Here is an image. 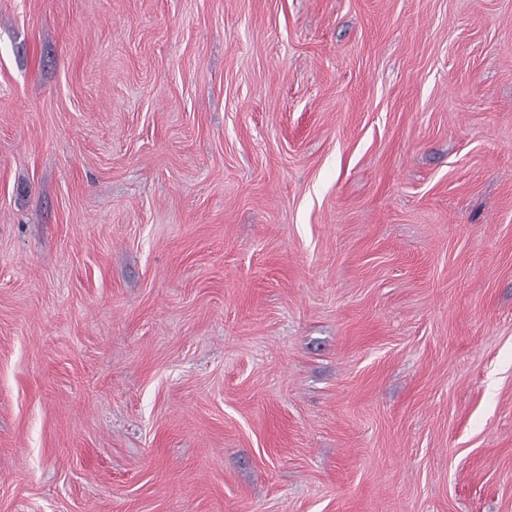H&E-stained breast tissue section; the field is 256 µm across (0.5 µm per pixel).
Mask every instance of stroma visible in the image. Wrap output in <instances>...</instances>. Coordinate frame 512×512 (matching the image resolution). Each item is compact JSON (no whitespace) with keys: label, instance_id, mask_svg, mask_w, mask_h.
I'll return each instance as SVG.
<instances>
[{"label":"stroma","instance_id":"obj_1","mask_svg":"<svg viewBox=\"0 0 512 512\" xmlns=\"http://www.w3.org/2000/svg\"><path fill=\"white\" fill-rule=\"evenodd\" d=\"M0 512H512V0H0Z\"/></svg>","mask_w":512,"mask_h":512}]
</instances>
